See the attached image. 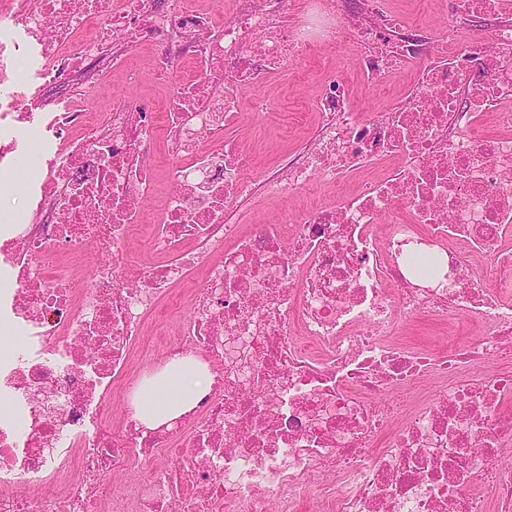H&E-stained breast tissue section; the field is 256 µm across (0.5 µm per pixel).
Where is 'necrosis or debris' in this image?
Instances as JSON below:
<instances>
[{
	"mask_svg": "<svg viewBox=\"0 0 512 512\" xmlns=\"http://www.w3.org/2000/svg\"><path fill=\"white\" fill-rule=\"evenodd\" d=\"M454 7L448 33L387 0H0L41 47V97L71 103L53 117L62 162L0 240V394L16 414L0 423V512H302L307 495L314 512H512V0ZM347 34L386 100L363 115L323 70L315 141L262 185L335 196L232 223L256 187L228 131L273 109L241 89ZM142 42L162 98H104L111 70L139 82L126 58ZM138 230L151 262L127 248ZM88 252L103 264L76 274L69 256ZM188 282L154 367L192 358L206 393L151 428L112 390ZM421 313L478 332L437 351L403 340ZM112 403L117 428L100 419Z\"/></svg>",
	"mask_w": 512,
	"mask_h": 512,
	"instance_id": "obj_1",
	"label": "necrosis or debris"
}]
</instances>
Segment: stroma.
<instances>
[{"label":"stroma","mask_w":512,"mask_h":512,"mask_svg":"<svg viewBox=\"0 0 512 512\" xmlns=\"http://www.w3.org/2000/svg\"><path fill=\"white\" fill-rule=\"evenodd\" d=\"M392 11L400 15L406 23L438 28L451 25L456 20L454 9L437 5L436 0H389ZM24 53L31 63L27 68L25 83L31 97L25 103L36 122L35 134L18 130L14 136L18 148H29L31 153L40 154L44 163L55 164L61 159V146L52 121L50 107L35 97L36 87L43 81V68L37 59L35 48H25ZM153 49L148 45L132 47L130 57L143 69L142 80L135 85L128 84L121 71H113L108 88L114 97L134 101L149 99L159 94V87L146 69ZM326 62L335 63L347 75L351 96L359 111L372 113L380 105L379 91L367 86L357 72L353 51L350 45L340 46L334 54L319 55L312 60L291 63L286 75L269 80L265 92L277 104L274 120L244 115L242 121L230 134L248 144L257 156L259 172H269L288 156L303 151L306 143L316 132L317 117L308 105L317 92L318 80L315 76L319 67ZM326 188L314 191L300 190L285 198H270L257 192L251 197L233 202L230 213L233 222L245 225L265 224L282 218L298 203L312 199L329 197Z\"/></svg>","instance_id":"obj_1"}]
</instances>
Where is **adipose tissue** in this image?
Masks as SVG:
<instances>
[{
  "label": "adipose tissue",
  "mask_w": 512,
  "mask_h": 512,
  "mask_svg": "<svg viewBox=\"0 0 512 512\" xmlns=\"http://www.w3.org/2000/svg\"><path fill=\"white\" fill-rule=\"evenodd\" d=\"M201 390L198 374L181 368L142 381L132 398V404L137 417L153 427L189 410Z\"/></svg>",
  "instance_id": "adipose-tissue-1"
}]
</instances>
